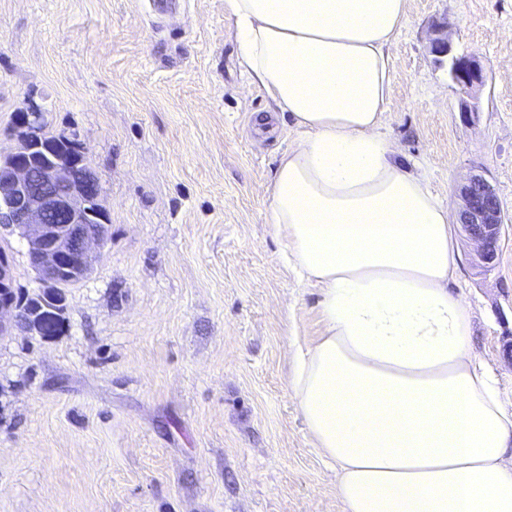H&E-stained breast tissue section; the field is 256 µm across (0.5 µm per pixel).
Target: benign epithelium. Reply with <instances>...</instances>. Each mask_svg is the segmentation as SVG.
Segmentation results:
<instances>
[{"instance_id":"benign-epithelium-1","label":"benign epithelium","mask_w":512,"mask_h":512,"mask_svg":"<svg viewBox=\"0 0 512 512\" xmlns=\"http://www.w3.org/2000/svg\"><path fill=\"white\" fill-rule=\"evenodd\" d=\"M431 46L448 58L449 79L466 88L459 112L475 119L485 83L480 61L453 51L446 26L434 29ZM13 125L17 144L0 155V236L6 231L25 241L40 289L29 300H19L11 264L0 251V337L18 329L54 339L66 325L67 297L58 291L89 275L95 249L105 243L109 218L83 148L43 134L35 112L16 113ZM458 200L457 224L476 244L475 265L488 271L498 259L505 224L496 190L485 177L472 175L460 186Z\"/></svg>"}]
</instances>
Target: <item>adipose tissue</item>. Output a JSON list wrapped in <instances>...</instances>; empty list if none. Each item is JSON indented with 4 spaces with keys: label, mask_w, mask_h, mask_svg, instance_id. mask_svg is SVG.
Returning <instances> with one entry per match:
<instances>
[{
    "label": "adipose tissue",
    "mask_w": 512,
    "mask_h": 512,
    "mask_svg": "<svg viewBox=\"0 0 512 512\" xmlns=\"http://www.w3.org/2000/svg\"><path fill=\"white\" fill-rule=\"evenodd\" d=\"M407 0H224L294 130L265 222L318 292L290 393L342 512H512V406L471 350L448 209L383 133Z\"/></svg>",
    "instance_id": "adipose-tissue-1"
}]
</instances>
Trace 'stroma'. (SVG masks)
I'll list each match as a JSON object with an SVG mask.
<instances>
[{
  "label": "stroma",
  "mask_w": 512,
  "mask_h": 512,
  "mask_svg": "<svg viewBox=\"0 0 512 512\" xmlns=\"http://www.w3.org/2000/svg\"><path fill=\"white\" fill-rule=\"evenodd\" d=\"M482 63L476 121L430 50ZM384 132L456 210L483 174L506 219L494 270L460 240L472 349L512 399V0H407ZM249 87L224 0H0V152L15 113L80 143L109 215L66 328L0 337V512H342L290 396L317 295L275 260L264 222L286 124ZM17 291L39 284L0 239Z\"/></svg>",
  "instance_id": "35a3bbf8"
}]
</instances>
